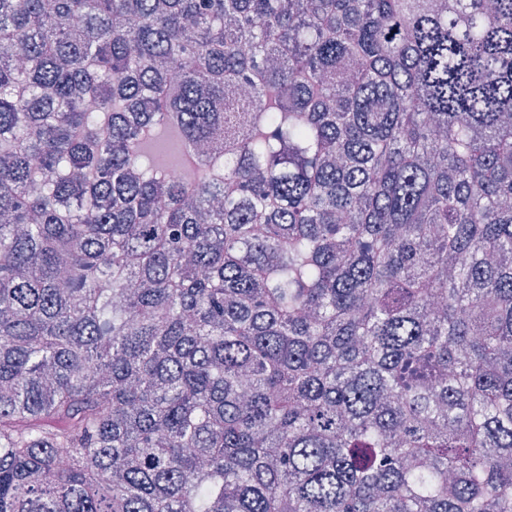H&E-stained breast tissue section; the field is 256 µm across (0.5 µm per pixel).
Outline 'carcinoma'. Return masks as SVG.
<instances>
[{
	"label": "carcinoma",
	"mask_w": 512,
	"mask_h": 512,
	"mask_svg": "<svg viewBox=\"0 0 512 512\" xmlns=\"http://www.w3.org/2000/svg\"><path fill=\"white\" fill-rule=\"evenodd\" d=\"M0 512H512V0H0Z\"/></svg>",
	"instance_id": "obj_1"
}]
</instances>
